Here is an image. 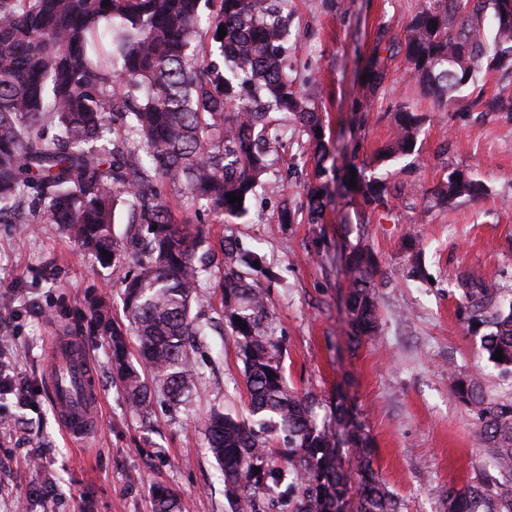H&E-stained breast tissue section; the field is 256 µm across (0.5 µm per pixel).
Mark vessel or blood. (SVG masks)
I'll list each match as a JSON object with an SVG mask.
<instances>
[{"label": "vessel or blood", "instance_id": "b4317fda", "mask_svg": "<svg viewBox=\"0 0 512 512\" xmlns=\"http://www.w3.org/2000/svg\"><path fill=\"white\" fill-rule=\"evenodd\" d=\"M45 381L58 424L67 437L82 438L98 430L102 398L80 338L53 337Z\"/></svg>", "mask_w": 512, "mask_h": 512}]
</instances>
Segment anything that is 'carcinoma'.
Segmentation results:
<instances>
[{"instance_id":"cac0c4a2","label":"carcinoma","mask_w":512,"mask_h":512,"mask_svg":"<svg viewBox=\"0 0 512 512\" xmlns=\"http://www.w3.org/2000/svg\"><path fill=\"white\" fill-rule=\"evenodd\" d=\"M276 2L0 0V224H21L24 232L58 224L109 268L124 259L112 237L116 209L130 205L140 258L122 289L127 323L112 320L101 294L88 302L87 333L107 340L112 373L142 418L151 416L156 392L174 406L191 402L198 373L190 355L207 336L193 314L206 231L175 218L169 193L191 197L217 219L244 217L257 190L278 193L263 176L279 147L271 113H288L306 134V161L313 162L304 188L307 221H325L328 145L317 135L323 116L295 88L288 16ZM400 50L437 107L455 105L465 91L466 108L512 118V93L490 94L478 78L482 70L512 73V14L504 15L501 0H421ZM385 62L377 51L367 61L373 90L387 79ZM396 125L384 159L415 151L420 116L402 109ZM336 179L362 210L393 209L387 183L366 165L351 163ZM484 193L458 170L433 190L441 206ZM233 194L241 202L229 203ZM256 261L264 257L224 245V331L243 362L249 417L213 409L197 424L231 512H262L276 499L288 502L289 512H347L350 504L353 512H399L358 416L341 402L321 415L315 397L288 387L267 291L252 278ZM339 261L357 344L378 329L372 290L379 266L359 244ZM455 288L468 324L485 328L480 351L512 373V300L471 269L457 274ZM499 349L500 362L493 359ZM451 378L453 394L476 412L494 473L449 488L447 512H512V401L489 398L473 376ZM276 440L283 447L273 448ZM150 494L152 512H179L166 486L154 483Z\"/></svg>"}]
</instances>
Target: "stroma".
<instances>
[{
	"mask_svg": "<svg viewBox=\"0 0 512 512\" xmlns=\"http://www.w3.org/2000/svg\"><path fill=\"white\" fill-rule=\"evenodd\" d=\"M419 4L288 0L283 8L297 81L315 78L311 93L327 134L358 132L356 163L370 165L395 195L389 217L345 201L329 206L324 223H306L307 169L297 163L305 138L284 113L276 116L286 133L277 164L282 195L258 194L245 218L221 224L199 217L193 200L172 197L178 218L203 222L214 256L193 306L211 330L193 354L200 379L192 405L157 401L151 420L142 422L112 375L109 346L84 333L91 296L108 294L113 318L122 320V282L136 272L135 261L104 268L58 225L40 224L25 235L18 225L0 224V355L31 391L24 407L13 396L0 398V414L13 423L0 433V512H151L154 482L176 494L182 512H231L221 472L194 426L211 408L242 412L248 402L243 363L224 333L220 283L229 241L265 258L256 278L268 290L289 387L355 405L372 439L374 466L401 512H444L450 487L490 471L475 412L453 396L448 371L477 375L486 394L512 400V375L479 352V334L461 319L454 286L458 272L471 268L512 295V121L437 111L400 53L388 58L380 90L369 91L362 69L378 38L403 40ZM357 101L367 107L361 130ZM406 107L422 121L414 154L378 162L396 137V113ZM454 170L485 182L487 195L437 205L432 191ZM285 199L297 212L290 224L278 221ZM410 237L425 247L423 283L409 275ZM342 242L368 246L380 266L373 290L379 329L357 345L349 339L347 284L336 257ZM58 333L82 338L100 383L101 425L83 439L62 434L45 386L47 348Z\"/></svg>",
	"mask_w": 512,
	"mask_h": 512,
	"instance_id": "1",
	"label": "stroma"
}]
</instances>
